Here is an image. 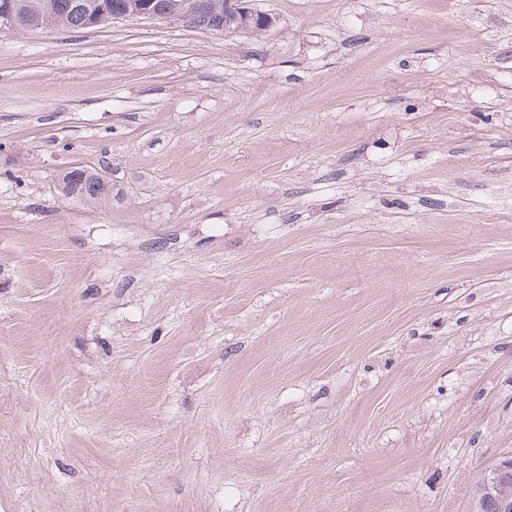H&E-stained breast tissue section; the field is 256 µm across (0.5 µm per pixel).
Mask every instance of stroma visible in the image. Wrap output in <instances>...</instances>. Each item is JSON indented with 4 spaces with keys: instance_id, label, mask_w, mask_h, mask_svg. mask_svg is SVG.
I'll return each instance as SVG.
<instances>
[{
    "instance_id": "stroma-1",
    "label": "stroma",
    "mask_w": 512,
    "mask_h": 512,
    "mask_svg": "<svg viewBox=\"0 0 512 512\" xmlns=\"http://www.w3.org/2000/svg\"><path fill=\"white\" fill-rule=\"evenodd\" d=\"M254 5L0 28V512H472L512 454V0ZM197 6L198 15L192 23L195 27L226 31L225 27L230 16V23L235 24L231 32L251 33L253 22L263 24L269 31L276 19L269 13L252 7L253 0H193ZM78 171L65 173L62 178L64 183V192H77L80 201L99 202L108 198L110 193L109 184L103 183L96 172L90 171L85 176V169L78 168ZM69 174V175H68Z\"/></svg>"
}]
</instances>
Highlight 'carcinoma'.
Instances as JSON below:
<instances>
[{"mask_svg": "<svg viewBox=\"0 0 512 512\" xmlns=\"http://www.w3.org/2000/svg\"><path fill=\"white\" fill-rule=\"evenodd\" d=\"M19 19L13 26L18 31H28L35 27L66 30L86 28L93 25L111 24L109 17L98 14L97 0H18ZM198 15L193 25L223 31L228 22L225 0H194ZM64 191L78 194V199L86 202H99L108 198L109 184L100 180L95 172H85L80 168L63 178Z\"/></svg>", "mask_w": 512, "mask_h": 512, "instance_id": "cac0c4a2", "label": "carcinoma"}]
</instances>
